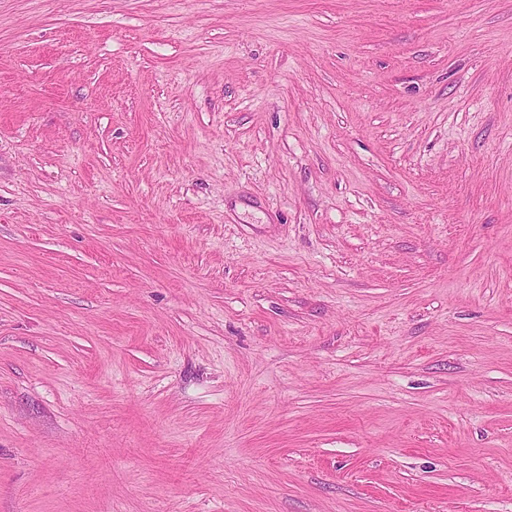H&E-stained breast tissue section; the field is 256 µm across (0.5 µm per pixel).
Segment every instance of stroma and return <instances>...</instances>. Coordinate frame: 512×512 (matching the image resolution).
Here are the masks:
<instances>
[{
	"mask_svg": "<svg viewBox=\"0 0 512 512\" xmlns=\"http://www.w3.org/2000/svg\"><path fill=\"white\" fill-rule=\"evenodd\" d=\"M0 512H512V0H0Z\"/></svg>",
	"mask_w": 512,
	"mask_h": 512,
	"instance_id": "35a3bbf8",
	"label": "stroma"
}]
</instances>
